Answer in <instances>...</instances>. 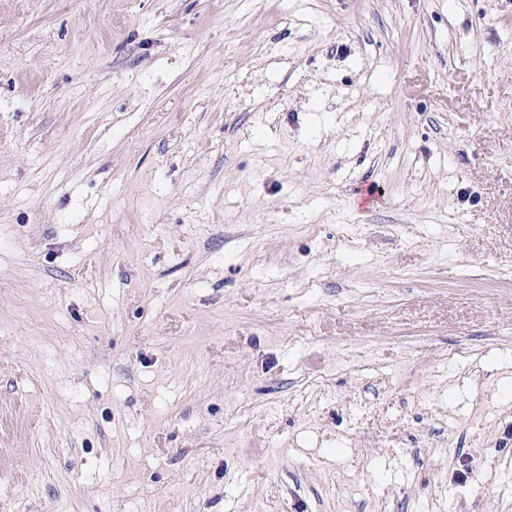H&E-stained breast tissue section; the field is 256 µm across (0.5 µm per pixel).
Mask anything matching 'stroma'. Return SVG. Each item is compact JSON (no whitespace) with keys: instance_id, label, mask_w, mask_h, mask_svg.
Instances as JSON below:
<instances>
[{"instance_id":"obj_1","label":"stroma","mask_w":512,"mask_h":512,"mask_svg":"<svg viewBox=\"0 0 512 512\" xmlns=\"http://www.w3.org/2000/svg\"><path fill=\"white\" fill-rule=\"evenodd\" d=\"M0 512H512V0H0Z\"/></svg>"}]
</instances>
